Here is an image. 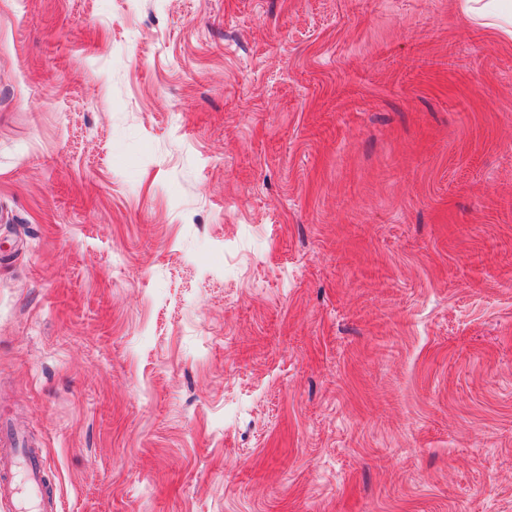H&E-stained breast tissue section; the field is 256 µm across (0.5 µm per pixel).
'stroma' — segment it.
Here are the masks:
<instances>
[{
  "instance_id": "1",
  "label": "stroma",
  "mask_w": 512,
  "mask_h": 512,
  "mask_svg": "<svg viewBox=\"0 0 512 512\" xmlns=\"http://www.w3.org/2000/svg\"><path fill=\"white\" fill-rule=\"evenodd\" d=\"M0 420L51 512H512V42L0 0Z\"/></svg>"
}]
</instances>
